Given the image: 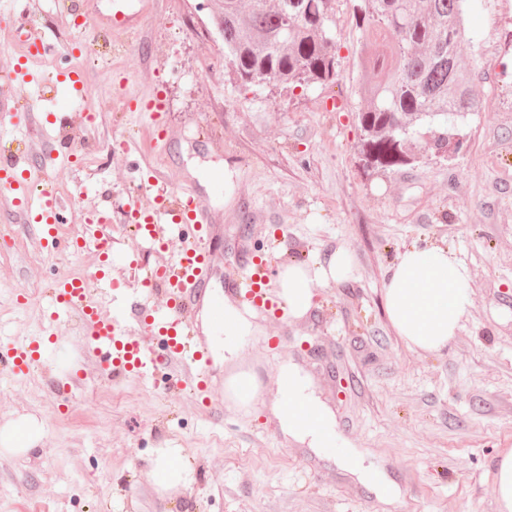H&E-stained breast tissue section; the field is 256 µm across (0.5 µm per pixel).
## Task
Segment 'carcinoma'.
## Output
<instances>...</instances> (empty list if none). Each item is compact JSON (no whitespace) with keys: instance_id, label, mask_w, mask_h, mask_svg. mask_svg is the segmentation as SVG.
Here are the masks:
<instances>
[{"instance_id":"1","label":"carcinoma","mask_w":512,"mask_h":512,"mask_svg":"<svg viewBox=\"0 0 512 512\" xmlns=\"http://www.w3.org/2000/svg\"><path fill=\"white\" fill-rule=\"evenodd\" d=\"M465 0H358L365 35L363 67L370 75L367 105L357 118L364 133L361 152L377 168L391 169L415 158L418 127L443 126L424 147L448 148V122L478 111V101L460 66L465 39ZM336 0H278L268 9L240 7L238 0H210L212 21L224 44V61L237 82L282 89L308 87L336 77L331 24ZM296 19L288 28L287 19Z\"/></svg>"}]
</instances>
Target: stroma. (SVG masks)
<instances>
[{
    "label": "stroma",
    "instance_id": "35a3bbf8",
    "mask_svg": "<svg viewBox=\"0 0 512 512\" xmlns=\"http://www.w3.org/2000/svg\"><path fill=\"white\" fill-rule=\"evenodd\" d=\"M91 15L74 26L51 0H0V75L16 74L17 96L34 90L39 64L16 72L19 21L55 51L58 71H78L80 97L44 112H92L74 164L56 162L67 135L42 145L50 178L67 203L60 236L83 229L82 210L111 208L115 256L129 247L124 206H148L141 168L169 174V187L196 186L222 227L210 281L224 293L227 271L276 239L275 258L326 261L344 249L353 274L318 289L303 317L256 314L263 339L237 337L245 360L265 365L263 397L279 396L276 366L297 364L334 415L336 448L312 450L286 436L268 410L247 415L201 396L169 394L163 383L120 384L88 372L70 400L58 396L79 360L76 320L62 319L48 364L25 376L0 373V426L23 414L43 424L29 456H0V512H497L487 470L496 449L512 448V0H467L461 67L479 101L456 122L460 151H417L410 164L368 166L357 113L366 100L362 31L354 0H336L335 80L281 91L244 87L199 0H129L137 33L104 43L94 16L110 0H79ZM158 94L167 154L128 155L124 134L144 139L146 120L118 108L125 95ZM430 241L466 264L472 305L448 349L408 347L384 311L396 256ZM87 250L46 252L27 225L0 210V340L35 335L52 275L96 267ZM26 295L20 306L16 294ZM179 448L196 471L188 488L159 498L146 475L153 449ZM381 466L400 489L382 503L339 462L350 449Z\"/></svg>",
    "mask_w": 512,
    "mask_h": 512
}]
</instances>
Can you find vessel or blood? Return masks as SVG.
I'll use <instances>...</instances> for the list:
<instances>
[{"label": "vessel or blood", "instance_id": "1", "mask_svg": "<svg viewBox=\"0 0 512 512\" xmlns=\"http://www.w3.org/2000/svg\"><path fill=\"white\" fill-rule=\"evenodd\" d=\"M136 17L124 8L101 16L104 29L118 34L134 29ZM10 76L0 77V116L17 123L34 125L36 114L30 101L12 93ZM132 112L144 113L151 126L162 121L164 103L159 96L132 97L127 101ZM34 144L15 138H0V206L14 211L20 222L36 225L40 239L48 247H59V225L68 223L65 203L57 197L46 179L44 165L33 161ZM91 217L81 235L68 241V248L80 252L95 248L102 254L112 251L110 215L107 210L90 207ZM136 243H145L160 253L155 264L144 267L130 260L127 272L143 287L136 320L127 323L104 310L94 299V289L112 293L111 273L90 272L58 276L51 281L49 315L40 335L17 344L0 342V365L15 375H27L41 359L42 337L51 335L61 316L78 314L82 322L83 347L100 374L119 380L158 376L167 388L207 390L210 351L199 339L194 320L202 301H209L216 330L224 328V298L209 292L212 273V242L220 235L209 214L201 207L191 186L174 192L154 188L150 207L131 212ZM179 238L182 246L168 253V242ZM273 273L271 255L258 249L238 272L229 273L226 284L247 308L287 317L288 307L269 291ZM164 291V308H155L151 296Z\"/></svg>", "mask_w": 512, "mask_h": 512}]
</instances>
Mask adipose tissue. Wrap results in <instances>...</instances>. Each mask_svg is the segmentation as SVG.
<instances>
[{
  "label": "adipose tissue",
  "instance_id": "ef3b65f1",
  "mask_svg": "<svg viewBox=\"0 0 512 512\" xmlns=\"http://www.w3.org/2000/svg\"><path fill=\"white\" fill-rule=\"evenodd\" d=\"M352 275V257L337 250L327 263L289 260L275 277L278 296L288 305L292 317L304 316L313 307L319 288L348 281ZM387 318L408 346L439 353L456 336L461 320L472 304L467 268L447 248L425 244L400 253L390 267L384 289ZM214 365L224 369L226 400L247 410L259 398L260 383L253 369L244 368L235 349L225 347L214 354ZM280 383L288 387V397L273 402L270 410L284 434L308 448H330L336 441L331 411L315 396L298 366L283 364ZM313 415L317 423L309 426L296 416L297 410ZM43 428L32 415L0 427V453L23 456L34 450ZM149 472L159 496H169L190 486L195 470L179 448L155 449Z\"/></svg>",
  "mask_w": 512,
  "mask_h": 512
}]
</instances>
